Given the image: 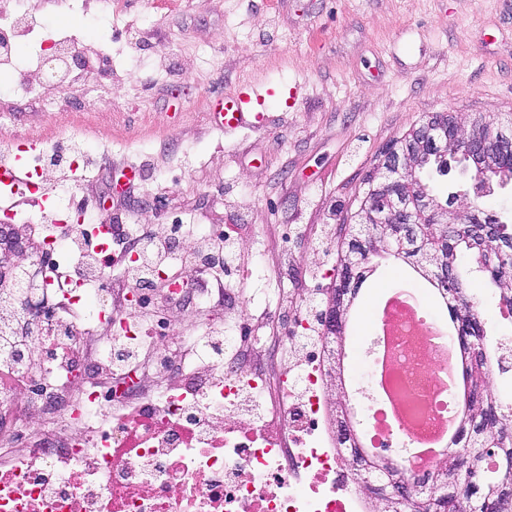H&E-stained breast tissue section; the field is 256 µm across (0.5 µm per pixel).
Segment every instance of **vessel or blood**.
<instances>
[{
    "label": "vessel or blood",
    "instance_id": "vessel-or-blood-1",
    "mask_svg": "<svg viewBox=\"0 0 512 512\" xmlns=\"http://www.w3.org/2000/svg\"><path fill=\"white\" fill-rule=\"evenodd\" d=\"M268 95L267 88L244 85L236 93L211 100L208 104L209 119L217 130L225 134L256 128L263 118Z\"/></svg>",
    "mask_w": 512,
    "mask_h": 512
}]
</instances>
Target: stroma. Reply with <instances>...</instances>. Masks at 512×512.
Returning a JSON list of instances; mask_svg holds the SVG:
<instances>
[{
  "label": "stroma",
  "instance_id": "35a3bbf8",
  "mask_svg": "<svg viewBox=\"0 0 512 512\" xmlns=\"http://www.w3.org/2000/svg\"><path fill=\"white\" fill-rule=\"evenodd\" d=\"M21 0L33 17L16 72L0 71V113L19 134L49 138L70 124L97 168L79 178L112 224H238L239 281L231 288L264 336L249 357L267 382L293 364L277 331L300 304L321 297L337 241L359 204L362 179L386 145L436 112L462 126L475 116L512 119V5L507 0ZM12 0L0 9L12 12ZM75 34L87 44L71 82L35 69L39 43ZM28 76L19 83L17 72ZM259 80L274 95L262 125L227 137L207 114L212 98ZM91 102L95 111H80ZM140 166L139 179L123 177ZM467 281L488 336H512L495 290L470 261ZM405 287L447 318L437 291L402 261L382 264L362 286L347 328L344 391L371 360L368 337L385 291Z\"/></svg>",
  "mask_w": 512,
  "mask_h": 512
}]
</instances>
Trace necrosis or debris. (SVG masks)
Here are the masks:
<instances>
[{"instance_id": "necrosis-or-debris-1", "label": "necrosis or debris", "mask_w": 512, "mask_h": 512, "mask_svg": "<svg viewBox=\"0 0 512 512\" xmlns=\"http://www.w3.org/2000/svg\"><path fill=\"white\" fill-rule=\"evenodd\" d=\"M40 246L70 275L60 283L40 274L36 288L16 290L11 323L30 326L33 337L9 366L37 383L0 378V512H369L363 489L325 445L323 342L309 313L283 337L309 359L279 374L288 391L270 399L223 319L197 337L185 332L196 315H185L182 329L150 342L149 367L137 358V307L113 310L111 293L87 288L111 281L118 265L145 272L181 305L198 296V276H175L172 265L194 242L153 257L124 249L114 263L80 233L41 237ZM433 322L424 302L417 317H394L393 374L420 398L433 394L441 367L413 339ZM45 330L72 349L39 369Z\"/></svg>"}]
</instances>
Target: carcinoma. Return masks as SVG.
<instances>
[{
  "mask_svg": "<svg viewBox=\"0 0 512 512\" xmlns=\"http://www.w3.org/2000/svg\"><path fill=\"white\" fill-rule=\"evenodd\" d=\"M454 115L438 112L381 151L412 154L410 178L391 182L374 167L367 191L344 226L337 249V275L325 300L316 303L324 351L345 336L348 316L368 274L381 260H406L444 299L452 315L461 368L467 383L464 407L452 451L441 469L417 480L397 461L363 444L358 429L335 415L336 448L354 479L378 501V512H512V412H506L486 384L490 340L468 284L457 272L462 257L473 260L512 314V225L485 210L479 199L512 184V122L480 115L473 119L463 148ZM453 161L471 173L464 194H473L465 222L451 210V198L433 194V175L448 174ZM391 212L388 224L371 216Z\"/></svg>",
  "mask_w": 512,
  "mask_h": 512,
  "instance_id": "1",
  "label": "carcinoma"
}]
</instances>
